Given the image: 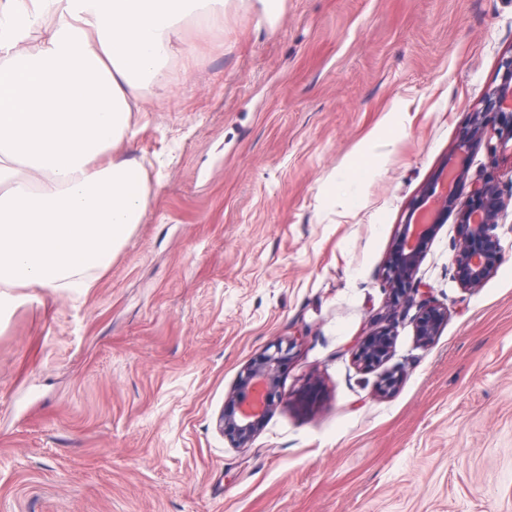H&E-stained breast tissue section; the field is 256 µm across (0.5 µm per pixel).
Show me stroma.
Listing matches in <instances>:
<instances>
[{
  "label": "stroma",
  "mask_w": 512,
  "mask_h": 512,
  "mask_svg": "<svg viewBox=\"0 0 512 512\" xmlns=\"http://www.w3.org/2000/svg\"><path fill=\"white\" fill-rule=\"evenodd\" d=\"M510 55L512 0H227L188 24L118 151L150 176L140 224L84 292L21 288L0 316V512H512V214L475 291L440 225L416 278L448 320L424 347L396 317L395 394L352 357ZM288 337L282 401L233 447L224 402Z\"/></svg>",
  "instance_id": "35a3bbf8"
}]
</instances>
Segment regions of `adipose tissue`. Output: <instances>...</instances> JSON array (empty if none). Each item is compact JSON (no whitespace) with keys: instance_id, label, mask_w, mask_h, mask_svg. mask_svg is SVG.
Returning a JSON list of instances; mask_svg holds the SVG:
<instances>
[{"instance_id":"adipose-tissue-1","label":"adipose tissue","mask_w":512,"mask_h":512,"mask_svg":"<svg viewBox=\"0 0 512 512\" xmlns=\"http://www.w3.org/2000/svg\"><path fill=\"white\" fill-rule=\"evenodd\" d=\"M191 19L224 0H0V314L18 288L87 287L140 223L143 168L111 155Z\"/></svg>"}]
</instances>
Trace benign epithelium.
Masks as SVG:
<instances>
[{"label": "benign epithelium", "instance_id": "7a95c632", "mask_svg": "<svg viewBox=\"0 0 512 512\" xmlns=\"http://www.w3.org/2000/svg\"><path fill=\"white\" fill-rule=\"evenodd\" d=\"M499 75L498 85L472 113L456 144L454 158L424 188L400 225L384 264L387 317L417 307L415 333L424 345L438 335L448 312L431 298L430 288L417 282L415 275L423 253L448 214H455L458 224L451 266L453 278L461 288L482 287L504 260L494 231L512 204V196H505L499 175L501 159L512 156V55L500 61ZM481 144L486 148L488 166L472 175L468 156L474 146ZM466 186L469 190L461 201L458 189ZM294 346L292 340L273 343L240 373L217 420L219 431L234 447H248L277 407L280 371ZM392 348L390 325L378 326L357 343L353 358L362 370L372 371L389 360ZM403 378L399 368L384 372L378 381V392L395 393Z\"/></svg>", "mask_w": 512, "mask_h": 512}]
</instances>
